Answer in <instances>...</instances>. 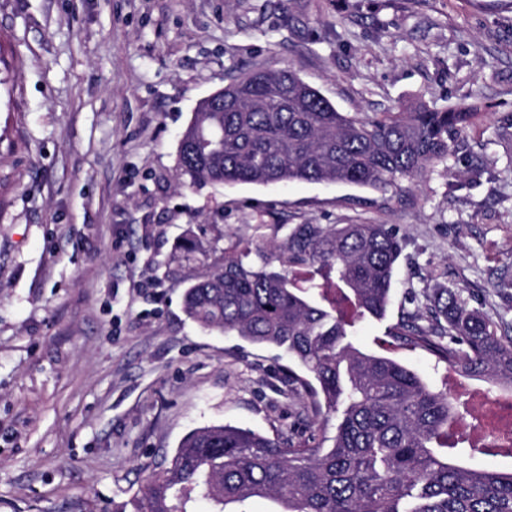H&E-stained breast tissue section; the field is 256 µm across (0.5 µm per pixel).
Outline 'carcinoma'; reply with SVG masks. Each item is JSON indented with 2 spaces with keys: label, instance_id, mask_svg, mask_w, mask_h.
Segmentation results:
<instances>
[{
  "label": "carcinoma",
  "instance_id": "obj_1",
  "mask_svg": "<svg viewBox=\"0 0 512 512\" xmlns=\"http://www.w3.org/2000/svg\"><path fill=\"white\" fill-rule=\"evenodd\" d=\"M481 115L471 103L436 110L349 115L288 69L248 70L224 86V104L195 112L182 134L180 175L189 184H348L404 196ZM237 244L184 292L200 327L285 352L295 384L322 425L336 419L327 448L250 428L212 425L187 435L169 465L132 498V512H190L211 500L248 512L270 498L285 512H512V469L464 468L460 455H512V438L482 446L461 431L446 390L350 340L355 324L385 315L401 255L385 224H297L278 252L256 263ZM206 255L193 236L179 256ZM432 326L408 314L389 329L402 345L448 369L512 386V336L468 305L459 288L426 297Z\"/></svg>",
  "mask_w": 512,
  "mask_h": 512
}]
</instances>
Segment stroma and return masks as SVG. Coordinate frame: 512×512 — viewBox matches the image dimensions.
I'll return each instance as SVG.
<instances>
[{
    "instance_id": "stroma-1",
    "label": "stroma",
    "mask_w": 512,
    "mask_h": 512,
    "mask_svg": "<svg viewBox=\"0 0 512 512\" xmlns=\"http://www.w3.org/2000/svg\"><path fill=\"white\" fill-rule=\"evenodd\" d=\"M290 69L340 111L478 103L402 201L344 184L184 185L181 135L240 70ZM512 0H0V512H119L189 432L312 443L277 350L183 309L197 262L272 250L297 224L392 226L383 320L353 330L430 386L458 379L386 334L412 295L459 288L512 336Z\"/></svg>"
}]
</instances>
